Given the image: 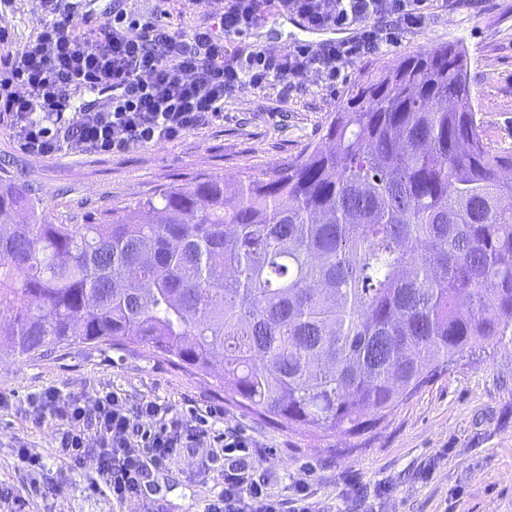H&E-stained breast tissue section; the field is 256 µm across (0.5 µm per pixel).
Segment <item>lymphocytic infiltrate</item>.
Segmentation results:
<instances>
[{"mask_svg": "<svg viewBox=\"0 0 512 512\" xmlns=\"http://www.w3.org/2000/svg\"><path fill=\"white\" fill-rule=\"evenodd\" d=\"M434 0H224L222 13L176 37L166 10L133 20L116 16L90 28L62 0H42L36 34L7 48L0 29V122L19 149L37 157L64 151L114 154L133 145L178 141L209 120L224 117V100L243 87L288 91L308 74L335 81L343 66L390 44L392 26L419 27ZM301 17L314 30L355 29V36L310 48L244 51L229 48L238 36L270 12ZM107 95L101 107L78 105L74 90ZM38 421L62 426L60 455L82 466L96 458V473L113 503L143 502V449L163 457L191 448L198 436L191 425L150 401L129 411L116 392L86 405L57 391L44 393ZM224 488L203 512H282L264 483L250 480L242 463L250 444L240 437L222 441Z\"/></svg>", "mask_w": 512, "mask_h": 512, "instance_id": "obj_1", "label": "lymphocytic infiltrate"}]
</instances>
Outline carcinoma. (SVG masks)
I'll return each mask as SVG.
<instances>
[{
    "instance_id": "carcinoma-1",
    "label": "carcinoma",
    "mask_w": 512,
    "mask_h": 512,
    "mask_svg": "<svg viewBox=\"0 0 512 512\" xmlns=\"http://www.w3.org/2000/svg\"><path fill=\"white\" fill-rule=\"evenodd\" d=\"M462 41L353 84L321 141L230 189L199 175L110 224L0 230L19 358L122 340L291 430L361 435L512 335V153L470 103ZM23 194L0 190V213Z\"/></svg>"
}]
</instances>
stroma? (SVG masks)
I'll return each mask as SVG.
<instances>
[{
	"label": "stroma",
	"mask_w": 512,
	"mask_h": 512,
	"mask_svg": "<svg viewBox=\"0 0 512 512\" xmlns=\"http://www.w3.org/2000/svg\"><path fill=\"white\" fill-rule=\"evenodd\" d=\"M222 0H168L169 22L186 37ZM40 0H14L0 16L13 46L36 33ZM321 41L303 23L268 14L236 43L285 49ZM463 41L471 104L489 142L512 151V0H437L423 25L400 29L391 45L348 64L333 85L308 76L279 99L242 88L224 102V118L179 141L102 155L87 150L34 157L18 150L0 122V187H18L17 213L54 224L111 222L157 190L199 174L232 184L296 158L318 143L348 88L365 73L392 68L425 46ZM94 401L115 391L128 408L155 400L179 415H206L209 434L234 433L252 443L253 478L265 480L294 508V486L308 487L309 512H512V336L477 349L400 402L382 425L361 436L291 431L227 400L216 375L200 376L146 347L121 340L44 348L32 359L0 355V487L26 500V512H140L113 505L92 486L94 461L71 468L57 450L59 425L36 422L45 390ZM40 456L23 466L18 449ZM154 512H201L222 487L218 448L177 450L150 459Z\"/></svg>",
	"instance_id": "obj_1"
}]
</instances>
